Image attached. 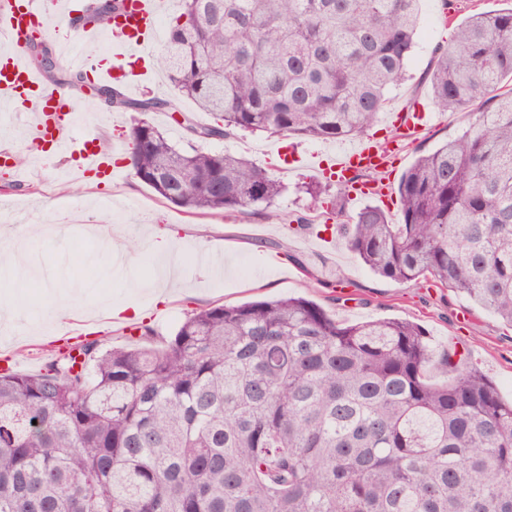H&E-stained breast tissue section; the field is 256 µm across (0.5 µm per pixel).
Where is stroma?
Returning a JSON list of instances; mask_svg holds the SVG:
<instances>
[{"label":"stroma","mask_w":512,"mask_h":512,"mask_svg":"<svg viewBox=\"0 0 512 512\" xmlns=\"http://www.w3.org/2000/svg\"><path fill=\"white\" fill-rule=\"evenodd\" d=\"M512 8V0H422L416 47L407 76L393 89L387 111L406 106L423 107L427 119L415 135L402 139L394 166L383 173L389 192H396L403 171L422 152L456 137L469 121L468 112L438 111L432 99L427 73L434 50L447 44L455 27L477 11ZM138 98L156 97L192 113L203 125L213 124L212 115L199 111L169 83L161 70H154L150 84ZM81 120L69 133L81 141L93 132L119 167L111 177L80 180V193H63L73 156L44 153L28 160L25 181L14 169L0 167V200L12 196L11 186L20 183L23 203L33 209L41 223L52 226L50 235L33 248L42 268L53 270V282L44 288L28 286L7 304L0 324L10 325L12 336L0 337V360L10 359L16 372L34 374L47 361L51 348L66 340L90 336L104 346H122L127 328L134 322L150 325L157 336L167 338L192 310L215 302L242 303L276 297L305 296L321 305L338 321L349 324L395 317L423 326L435 353L457 350L497 385L505 399H512V327L479 308L464 295L437 287L432 280L398 283L371 272L347 247L343 224L359 209L350 200L341 214L314 210L306 192L317 178L310 160L354 145V138L314 140L267 133H243L228 140L203 142L206 150H227L267 168L285 189L273 205L280 222L255 213L237 218L190 215L140 182L125 157L124 134L131 125L146 120L179 148L197 145L170 118V111L140 114L106 109L99 97L79 100ZM307 216L314 231L292 230L296 216ZM330 225L333 241L321 244L317 228ZM112 228L113 242L123 244V253L105 258L104 247L92 226ZM171 235L180 241L179 271L174 295L158 304L152 290L160 280L159 255L150 253L153 233ZM215 252L224 257V277L216 280L200 269L195 257ZM317 271L307 279L303 268ZM68 297L71 308L59 316L56 301ZM140 307V317L114 315L125 304Z\"/></svg>","instance_id":"stroma-1"}]
</instances>
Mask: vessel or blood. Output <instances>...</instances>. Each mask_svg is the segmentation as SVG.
<instances>
[{"label":"vessel or blood","instance_id":"obj_1","mask_svg":"<svg viewBox=\"0 0 512 512\" xmlns=\"http://www.w3.org/2000/svg\"><path fill=\"white\" fill-rule=\"evenodd\" d=\"M80 8V0H0V101L21 106L23 113L33 115L28 137L34 147L50 141L58 151H78L87 172L106 173L111 167L110 157L96 137L86 136L77 145L66 135L74 121L73 94L50 87L27 61L31 45L49 34L53 22L71 17ZM164 8L165 0H125L122 17L106 26L85 25L77 34L65 38L64 60L76 69L94 67L97 83L121 81L129 88L141 86L147 78L146 72L128 74L127 61L151 47ZM103 38L108 39L111 51L105 62L90 64L80 49ZM393 153V147L367 138L337 155L329 170L342 181L358 171L388 165Z\"/></svg>","mask_w":512,"mask_h":512}]
</instances>
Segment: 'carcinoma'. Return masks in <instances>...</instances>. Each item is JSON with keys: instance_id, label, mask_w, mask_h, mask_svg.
<instances>
[{"instance_id": "carcinoma-1", "label": "carcinoma", "mask_w": 512, "mask_h": 512, "mask_svg": "<svg viewBox=\"0 0 512 512\" xmlns=\"http://www.w3.org/2000/svg\"><path fill=\"white\" fill-rule=\"evenodd\" d=\"M419 2L179 0L161 65L215 124L174 122L200 141L364 136L414 54ZM122 10L94 0L101 23ZM33 53L63 71L48 41ZM429 81L440 111H480L402 174L399 221L365 205L347 246L512 326V8L468 16ZM97 92L117 111L171 107ZM127 140L134 175L187 212L276 217L284 184L245 158L141 120ZM333 185L310 187L316 209L344 211ZM134 330L60 347L38 373L0 369V512H512V401L448 351L451 376L428 380L417 323H342L297 296L196 309L159 348Z\"/></svg>"}]
</instances>
